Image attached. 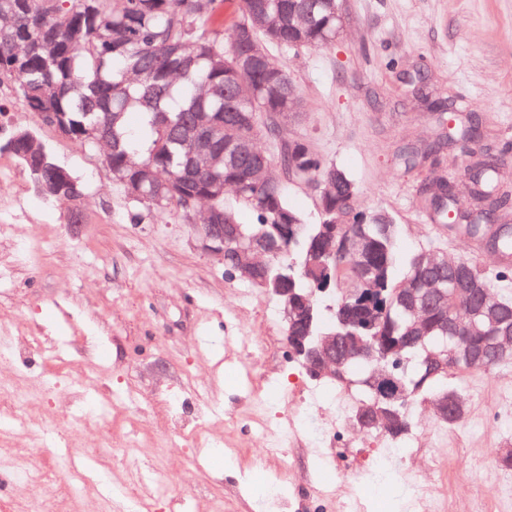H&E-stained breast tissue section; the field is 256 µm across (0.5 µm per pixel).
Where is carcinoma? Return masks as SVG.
I'll return each instance as SVG.
<instances>
[{"label":"carcinoma","mask_w":512,"mask_h":512,"mask_svg":"<svg viewBox=\"0 0 512 512\" xmlns=\"http://www.w3.org/2000/svg\"><path fill=\"white\" fill-rule=\"evenodd\" d=\"M0 0V87L8 89L25 112L53 114L72 132L73 144L84 151L110 147L112 179L134 204L131 220L174 216L189 222V204L203 196L206 208L226 224L236 225V241L227 249L225 269L234 266L239 244L267 253L269 263L251 285L269 293L287 288L299 299L336 296L330 314L316 304L288 325L286 336H346L354 343L374 345L376 355L400 357V377L408 399L432 401L448 397L459 404V389L449 376L473 367L460 361L462 349L479 352L492 336L512 330V320L486 322L471 333L475 318L465 298L454 290L431 319L425 343L412 335L407 288L430 273L428 256L405 258V273L396 277L400 254L398 225L370 220L356 209L357 190L345 172L323 164L302 140H283L281 129L303 111V100L288 74L274 63L272 46L298 50L322 47L336 40L346 15L344 0ZM231 21L224 23V11ZM260 66L238 75L239 60L253 55ZM206 127L213 140L207 166L193 164L186 125ZM244 128V140L261 136L276 144L277 156L265 153L280 170L272 182L253 178L240 156L239 139L226 138L227 127ZM13 155L32 182L54 183L67 199L83 200L84 184L44 149L45 164L36 172L38 133L19 126ZM326 172L337 175L333 195H315L318 222L288 204L284 183L294 178L312 188ZM231 182L219 194L213 185ZM140 184V192L129 191ZM345 232L357 234L365 251L343 267L311 259L325 239ZM461 288L491 287L474 263L451 261ZM349 288L365 293L344 298ZM448 360V375L426 368L430 357ZM375 360L360 355L346 368V381L363 393L358 408L371 410V395L361 382ZM393 426L386 434L401 446L411 432L404 409L393 406L379 414Z\"/></svg>","instance_id":"carcinoma-1"}]
</instances>
